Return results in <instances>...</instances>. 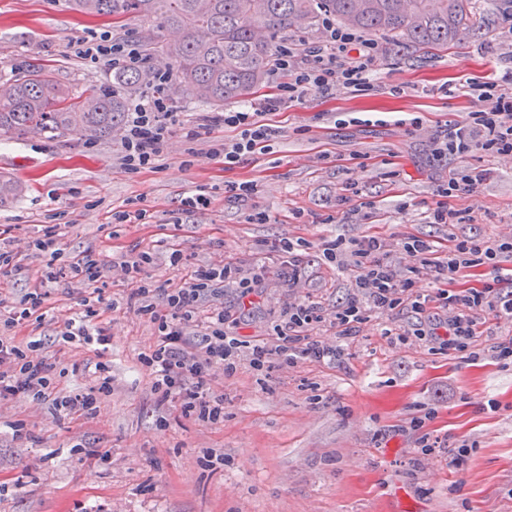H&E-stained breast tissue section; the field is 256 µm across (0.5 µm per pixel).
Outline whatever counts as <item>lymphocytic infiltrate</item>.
I'll return each instance as SVG.
<instances>
[{
    "instance_id": "obj_1",
    "label": "lymphocytic infiltrate",
    "mask_w": 512,
    "mask_h": 512,
    "mask_svg": "<svg viewBox=\"0 0 512 512\" xmlns=\"http://www.w3.org/2000/svg\"><path fill=\"white\" fill-rule=\"evenodd\" d=\"M322 27L325 40L321 48L309 52L293 45L279 49L271 72L286 75L287 80L279 84L276 95L222 115L225 127L236 133L220 148L225 165L239 164L256 151L268 150L281 132L267 122V115L300 100L308 91L341 88L355 92L367 87V75L382 47L355 30L336 27L331 20H324ZM78 53L94 63L106 59L124 64L139 59L129 40L109 34L84 41ZM461 86L478 108L434 141L436 156L454 160L457 166L448 183L438 188V199L425 215L427 223L449 228L447 249L437 250L432 240L416 235L403 236L394 243L375 235L350 241L319 236L324 258L352 273L351 291L334 314H326L312 300H297L288 303L281 320L266 335L246 339L236 331L241 312L217 302L225 287H236L245 297L258 288V277L240 261L229 259L219 267H198L173 290L158 288L145 277L146 267L155 259L153 251L121 262L132 285L127 304L154 328V343L140 354L139 361L150 371L160 402L176 404L183 417L223 423L224 398L211 387L215 370L231 376L244 362L256 372L276 362L289 367L304 360L339 362L345 356L343 341L360 336L374 314L390 318L407 313L413 317L409 328L383 329L391 344L405 345L415 337L430 343L438 354L470 362L488 356L503 365L512 363L511 335L494 337L487 346L480 336L483 325L512 322V236L487 241L457 234L455 226L472 222L473 217L470 211L448 205L449 198L475 192L489 178L487 169L470 163L472 153L512 156V70L480 84L465 79ZM177 123L166 97L136 104L127 115L121 138L124 168L137 172L156 167L162 146ZM396 250L410 257L406 269L392 264L390 256ZM105 272L99 254L82 252L66 266H46L39 288L24 294L18 304L9 305L0 322L8 330L0 336L1 400L19 397L35 404L49 402L69 415L95 413L101 397L112 390L109 367L103 361L112 338L100 322L103 295L97 287ZM424 274L437 283L435 294L419 291L417 281ZM63 277L91 288L81 298L78 310L64 320L61 332L65 341L78 340L95 348L98 383L84 393L60 390L56 366L44 356V341L35 334L45 315L44 288ZM209 298L215 304L208 315H201L200 306ZM196 323L202 332L189 338L187 330ZM326 326L333 329L337 344L321 339L319 332ZM18 327L29 331L20 342L10 334Z\"/></svg>"
}]
</instances>
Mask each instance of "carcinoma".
<instances>
[{"mask_svg":"<svg viewBox=\"0 0 512 512\" xmlns=\"http://www.w3.org/2000/svg\"><path fill=\"white\" fill-rule=\"evenodd\" d=\"M88 16L135 15L153 21L140 66L112 69L88 97L41 67L0 74V134L94 133L122 124L132 101L154 85V63L171 67L185 98L220 110L249 97L268 76L276 41L316 29L322 17L365 35L388 36L402 50L446 47L470 26L472 0H71ZM22 192L0 175V207Z\"/></svg>","mask_w":512,"mask_h":512,"instance_id":"obj_1","label":"carcinoma"}]
</instances>
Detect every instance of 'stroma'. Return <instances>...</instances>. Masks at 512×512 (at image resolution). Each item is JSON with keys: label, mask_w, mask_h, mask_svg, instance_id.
Returning a JSON list of instances; mask_svg holds the SVG:
<instances>
[{"label": "stroma", "mask_w": 512, "mask_h": 512, "mask_svg": "<svg viewBox=\"0 0 512 512\" xmlns=\"http://www.w3.org/2000/svg\"><path fill=\"white\" fill-rule=\"evenodd\" d=\"M506 17L496 13L488 29L464 30L445 49L383 52L367 90L308 92L270 117L286 136L230 169L208 153L233 137L221 126L197 142L193 166H184L186 143L176 132L159 167L137 173L122 165L119 127L105 136L0 137V173L26 186L0 208V231L26 266L20 275L0 276V297L13 302L31 291L48 258L32 253L30 243L45 225L61 224L68 256L92 249L117 260L158 240L179 249V266L161 254L150 270L166 288L227 259L265 266L263 295L240 328L247 337L267 333L296 296L334 311L351 274L324 260L314 245L318 235L410 232L447 246V228L423 218L454 168L436 158L433 139L474 108L459 90L460 76L486 82L511 63ZM147 29L132 16L76 13L69 0H0V72L46 67L78 91L101 85L112 77L111 64L82 59L80 44L106 32L138 44ZM403 113L421 116L422 129L398 125ZM474 162L491 170L490 179L448 204L477 217L457 233L492 238L512 230V157L479 154ZM243 180L257 182L269 223H250V205L225 196V183ZM351 182L371 207L343 200ZM200 189L209 207L183 211L182 199ZM137 208L148 210L147 223H114L113 213ZM285 238L311 243L293 288L285 270L266 264L262 249ZM83 290L64 280L52 284L41 327L46 356L68 370L60 386L72 392L94 383L92 346L60 337ZM102 291L112 304L102 316L112 338V391L87 418L0 400V512H512V364L489 357L465 363L419 342L391 345L381 334L384 318L374 317L343 366L302 362L262 375L244 365L231 377L215 373L224 421L213 425L158 401L138 360L154 341L153 327L128 307L130 284L120 268L109 272ZM491 399L497 409H488ZM424 408L437 411L428 430L442 446L429 459L418 458L409 427ZM18 420L28 432L22 440L9 427ZM464 439L475 441L476 451L460 472L449 466L447 450ZM207 450L214 464L202 463ZM99 452L109 461L96 460Z\"/></svg>", "instance_id": "35a3bbf8"}]
</instances>
